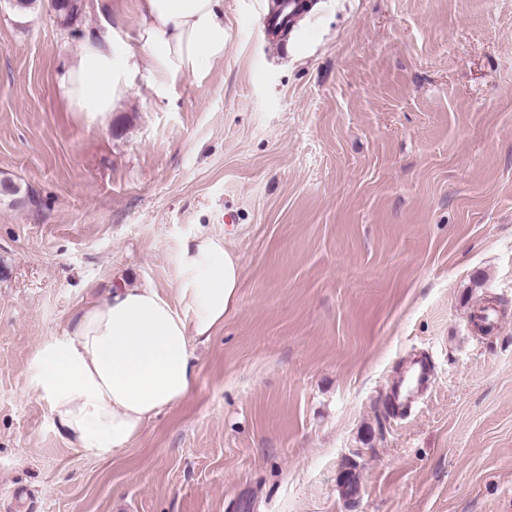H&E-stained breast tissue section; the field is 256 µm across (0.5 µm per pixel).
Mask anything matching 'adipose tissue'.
<instances>
[{"label": "adipose tissue", "instance_id": "adipose-tissue-1", "mask_svg": "<svg viewBox=\"0 0 512 512\" xmlns=\"http://www.w3.org/2000/svg\"><path fill=\"white\" fill-rule=\"evenodd\" d=\"M226 39L223 0H140L136 42L161 66L158 93L171 77L222 57ZM61 88L73 111H112L130 81L114 66L111 35L84 41ZM180 268L182 308L155 288L125 283L77 308L64 334L39 348L34 390L72 447L117 454L147 421L191 394L192 343L208 341L233 309L240 266L223 239L203 236L183 246Z\"/></svg>", "mask_w": 512, "mask_h": 512}]
</instances>
